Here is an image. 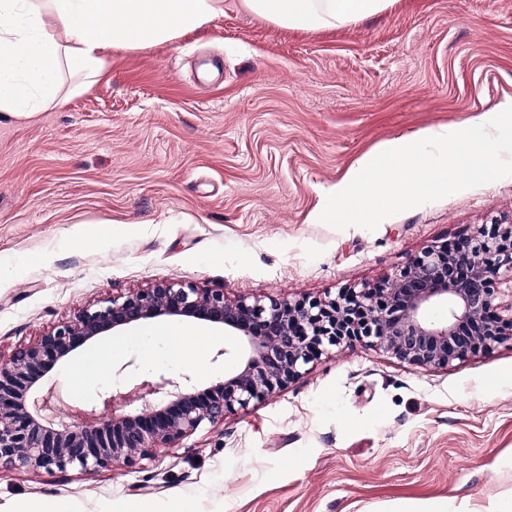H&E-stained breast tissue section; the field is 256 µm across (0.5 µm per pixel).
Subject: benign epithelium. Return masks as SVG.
Here are the masks:
<instances>
[{
  "mask_svg": "<svg viewBox=\"0 0 512 512\" xmlns=\"http://www.w3.org/2000/svg\"><path fill=\"white\" fill-rule=\"evenodd\" d=\"M505 281L512 284V225L495 223L453 245L425 248L375 288L328 301H230L222 288L178 281L106 298L0 360V469H139L202 423L269 398L328 348L353 341L421 368L490 352L512 340V314L501 315L495 303ZM160 318L223 327L237 345L215 358L235 360L233 373L204 389L157 373L104 392L90 406L63 403L53 418L43 412L45 396L29 398L64 358L110 332Z\"/></svg>",
  "mask_w": 512,
  "mask_h": 512,
  "instance_id": "obj_1",
  "label": "benign epithelium"
}]
</instances>
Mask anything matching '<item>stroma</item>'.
<instances>
[{"instance_id":"35a3bbf8","label":"stroma","mask_w":512,"mask_h":512,"mask_svg":"<svg viewBox=\"0 0 512 512\" xmlns=\"http://www.w3.org/2000/svg\"><path fill=\"white\" fill-rule=\"evenodd\" d=\"M512 98V0H396L326 31L224 0L201 30L116 51L87 92L0 119V358L78 309L162 281L228 299L329 300L394 276L426 246L512 217V176L368 231L316 216L386 140L465 129ZM179 353L137 345L100 376L50 374L90 405L154 372L206 387L222 329ZM512 497V341L445 368L360 343L288 388L203 424L130 472L0 471V512H389L399 500Z\"/></svg>"}]
</instances>
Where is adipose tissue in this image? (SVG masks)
Here are the masks:
<instances>
[{
    "instance_id": "ef3b65f1",
    "label": "adipose tissue",
    "mask_w": 512,
    "mask_h": 512,
    "mask_svg": "<svg viewBox=\"0 0 512 512\" xmlns=\"http://www.w3.org/2000/svg\"><path fill=\"white\" fill-rule=\"evenodd\" d=\"M396 0H243L279 25L333 28L373 17ZM224 0H0V115L32 119L85 93L116 49L165 43L201 29Z\"/></svg>"
}]
</instances>
